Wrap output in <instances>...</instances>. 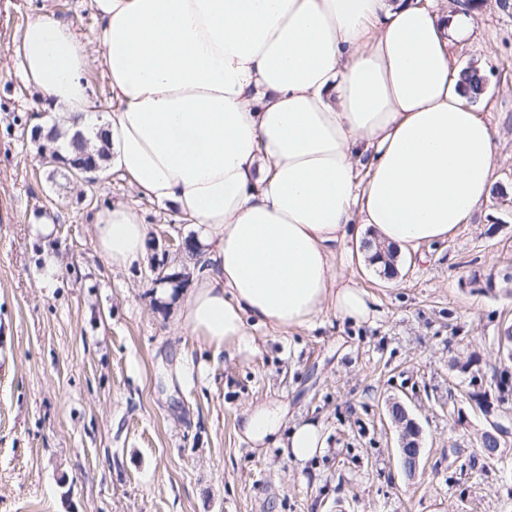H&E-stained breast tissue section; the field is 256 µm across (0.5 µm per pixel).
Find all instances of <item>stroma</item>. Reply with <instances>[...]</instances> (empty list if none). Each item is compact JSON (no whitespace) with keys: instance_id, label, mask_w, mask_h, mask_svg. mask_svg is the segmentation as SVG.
I'll list each match as a JSON object with an SVG mask.
<instances>
[{"instance_id":"35a3bbf8","label":"stroma","mask_w":512,"mask_h":512,"mask_svg":"<svg viewBox=\"0 0 512 512\" xmlns=\"http://www.w3.org/2000/svg\"><path fill=\"white\" fill-rule=\"evenodd\" d=\"M45 9L98 34L90 0H0V512H512V448L486 463L487 422L464 399L471 353L497 361L512 291L473 276L512 270V6L485 0L456 67L486 61L477 105L495 132L487 200L445 241L380 275L364 246L336 258L372 317L307 328L256 327L254 353L214 351L180 328L176 300L150 271L195 278L193 232L119 173L81 183L41 162L45 116L15 48ZM132 207L148 227L143 258L111 268L93 245L94 213ZM50 223L51 235L37 224ZM423 429L416 476L397 457L387 409ZM277 404L287 424L317 422L327 449L301 464L255 448L246 413Z\"/></svg>"}]
</instances>
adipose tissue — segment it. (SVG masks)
I'll list each match as a JSON object with an SVG mask.
<instances>
[{
    "label": "adipose tissue",
    "instance_id": "ef3b65f1",
    "mask_svg": "<svg viewBox=\"0 0 512 512\" xmlns=\"http://www.w3.org/2000/svg\"><path fill=\"white\" fill-rule=\"evenodd\" d=\"M98 48L46 13L16 55L26 81L76 129L94 124L110 171L188 220L200 272L183 329L215 349H251L252 330L356 323L366 293L336 254L370 231L393 251L443 241L487 200L496 142L451 50L474 13L427 0H91ZM98 61L110 102L96 116L84 74ZM94 248L123 268L147 227L116 204L92 217ZM254 444L306 462L320 427L282 435L278 408H253Z\"/></svg>",
    "mask_w": 512,
    "mask_h": 512
}]
</instances>
